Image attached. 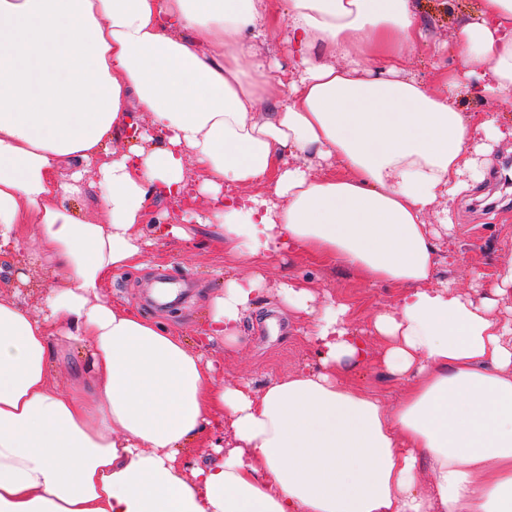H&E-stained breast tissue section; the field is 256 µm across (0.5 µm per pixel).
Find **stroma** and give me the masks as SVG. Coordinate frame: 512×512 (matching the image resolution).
<instances>
[{"instance_id":"35a3bbf8","label":"stroma","mask_w":512,"mask_h":512,"mask_svg":"<svg viewBox=\"0 0 512 512\" xmlns=\"http://www.w3.org/2000/svg\"><path fill=\"white\" fill-rule=\"evenodd\" d=\"M417 9L430 21L429 36L448 40L456 33L460 17L474 11L477 0H414ZM484 180L457 201L453 224L438 240L444 262L439 276L455 281L460 292H486L499 268L512 260V142L500 143L486 158ZM209 202L197 197L189 205L156 203L152 215L159 224L189 227L191 237L179 240L154 237L151 226L145 236L154 237L142 267L113 272L105 288L112 301L165 322L180 333L194 349L217 361V382L233 384L248 381L254 388L270 380L304 369L318 367L319 357L304 335L305 322L283 311L278 301L282 283L309 279L318 303L349 301L355 309L353 325L365 327L372 312L394 302L398 290L386 284L360 283L343 269H331L319 260L289 252L261 267L265 278L257 306L243 326L240 349H225L223 342L208 341L201 330L207 318L208 302L224 288V277L234 273L248 275L250 267L238 265L219 245L213 226L196 223L205 215ZM167 269L177 281L181 299L162 306L153 299L154 284L160 269ZM40 266L0 257V293L17 295L30 308H38L47 295L40 288ZM354 388L375 392L387 403H394L402 383L380 365L371 363L352 376Z\"/></svg>"}]
</instances>
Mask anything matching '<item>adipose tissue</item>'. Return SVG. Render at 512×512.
I'll list each match as a JSON object with an SVG mask.
<instances>
[{
	"label": "adipose tissue",
	"mask_w": 512,
	"mask_h": 512,
	"mask_svg": "<svg viewBox=\"0 0 512 512\" xmlns=\"http://www.w3.org/2000/svg\"><path fill=\"white\" fill-rule=\"evenodd\" d=\"M268 4L0 0V256L58 278L35 311L0 295V512H512V320L496 313L512 261L491 296L463 295L435 276L430 223H450L512 139L455 104L470 77L512 103V0H479L434 45L455 60L437 90L406 70L426 35L413 0H282L277 71L254 54ZM143 112L150 130L113 150ZM195 190L239 262L294 251L397 286L396 301L356 330L350 305L290 282L280 303L305 318L319 369L218 384L182 336L104 294L144 259L152 203ZM89 197L106 223L75 215ZM262 282L225 277L209 340L240 346ZM62 342L88 347L94 391L55 381ZM372 359L404 380L394 405L348 382ZM189 446L206 457L191 472Z\"/></svg>",
	"instance_id": "ef3b65f1"
}]
</instances>
